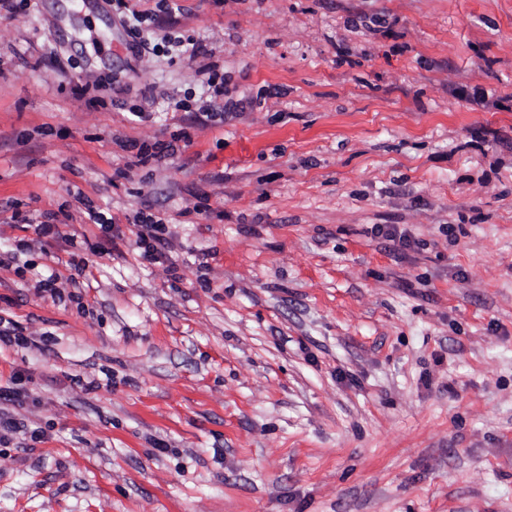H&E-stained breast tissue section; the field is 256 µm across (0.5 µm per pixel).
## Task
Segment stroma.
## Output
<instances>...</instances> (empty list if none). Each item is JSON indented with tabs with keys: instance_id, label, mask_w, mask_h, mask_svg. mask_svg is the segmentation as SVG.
Returning <instances> with one entry per match:
<instances>
[{
	"instance_id": "35a3bbf8",
	"label": "stroma",
	"mask_w": 512,
	"mask_h": 512,
	"mask_svg": "<svg viewBox=\"0 0 512 512\" xmlns=\"http://www.w3.org/2000/svg\"><path fill=\"white\" fill-rule=\"evenodd\" d=\"M15 3L0 512H512V0ZM141 229H138L137 243L142 250L141 256L147 260H155L162 255L167 244L164 235L165 224L163 219L154 215L140 216Z\"/></svg>"
}]
</instances>
